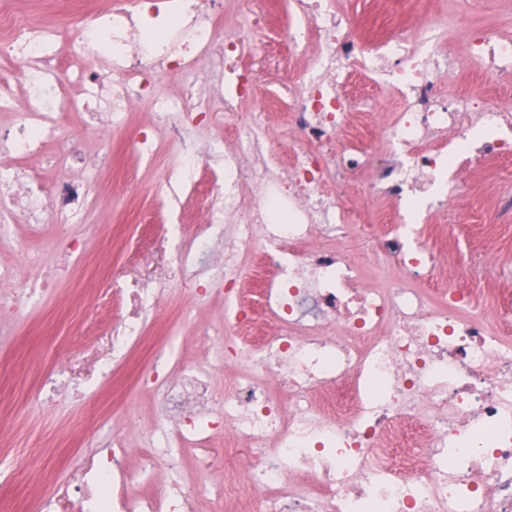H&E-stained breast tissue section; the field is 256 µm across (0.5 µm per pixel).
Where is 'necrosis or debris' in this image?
Returning <instances> with one entry per match:
<instances>
[{
    "mask_svg": "<svg viewBox=\"0 0 512 512\" xmlns=\"http://www.w3.org/2000/svg\"><path fill=\"white\" fill-rule=\"evenodd\" d=\"M31 3L0 0V57L19 61L26 88L20 105L0 84V112L13 115L0 127V240L19 220L31 229L53 223L63 255L79 257L72 236L93 205L91 181L49 183L26 161L57 141L60 168L99 167L80 140L62 136V112L120 127L146 99L152 128L130 131L129 142L147 166L161 147L177 156L156 200L173 215L167 237L181 277L194 304L224 299L219 357L203 363L154 349L140 383L157 417L137 448L116 433L74 487L76 512H196L183 451L218 438L251 451L243 473L224 472L236 512H512V319L483 315L470 289L424 287L439 269L456 277L426 233L472 173L512 149V111L482 91L446 89L459 65L438 24L421 19L415 36L367 42L333 0H294L278 39L312 53L313 64L298 90L264 103L295 143L283 158L265 126H236L230 150L223 138L203 144L193 134L214 96L226 117L237 116L254 92L245 71L209 74L176 96L152 92L157 77L195 71L234 47V35L218 31L223 0H119L107 29L97 9L74 11L64 29L32 15ZM104 39L108 62L81 68L84 93L70 96L57 76L63 57ZM469 61L492 77L511 75L512 37L478 31ZM357 69L403 101L383 126L362 121L344 90ZM189 194L201 217L187 238L175 212ZM368 197L397 204L374 250L391 280L368 278L330 246L348 236ZM256 245L249 302L240 284ZM168 284L114 282L122 307L99 373L143 343ZM226 368L234 380L219 400L212 377Z\"/></svg>",
    "mask_w": 512,
    "mask_h": 512,
    "instance_id": "obj_1",
    "label": "necrosis or debris"
}]
</instances>
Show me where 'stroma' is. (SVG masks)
<instances>
[{
  "mask_svg": "<svg viewBox=\"0 0 512 512\" xmlns=\"http://www.w3.org/2000/svg\"><path fill=\"white\" fill-rule=\"evenodd\" d=\"M335 5L361 20L368 40L414 24L413 8L401 0H335ZM418 8L436 18L448 17L446 45L460 61L469 55L471 34L485 25L495 22L503 33L512 34V0H497L491 13L470 0H421ZM287 17V0L225 4L221 23L238 30L239 37L236 52L224 64L256 76L244 121L259 119L268 90L296 89L302 70L310 64L309 59L285 53L280 43L260 39L263 24L278 25ZM61 123L63 129L85 138L90 151L111 149L112 167L91 177L99 205L88 214V227L80 234L81 262L67 267L47 298L35 300L0 330V512H25L29 500L43 496L54 497L57 512H73L71 491L102 450L111 447L113 430L129 421L144 430L155 419L151 395L136 384L149 346L166 342L185 358H213L217 347H200L196 328L224 320L222 298L197 306L185 289H169L152 320L146 346L135 350L125 366L102 383L95 405L83 404L79 392L96 377L98 363L111 345V331L105 326L111 312L94 309L92 299L112 298L114 279L168 272L176 263L161 230L165 217L155 206L157 181L175 155L162 149L148 168L128 146L122 130L90 122L76 112L63 113ZM499 191L512 193V168L494 161L468 179L465 194L456 200L438 237L451 242L459 265H467L480 243L456 237L454 228L477 219L486 225L493 248L505 257L489 269V276L497 284L512 286V262L506 260L512 255V216L477 211L481 201ZM235 463L233 452L214 443L185 453L184 474L192 478L209 472L219 478Z\"/></svg>",
  "mask_w": 512,
  "mask_h": 512,
  "instance_id": "1",
  "label": "stroma"
}]
</instances>
